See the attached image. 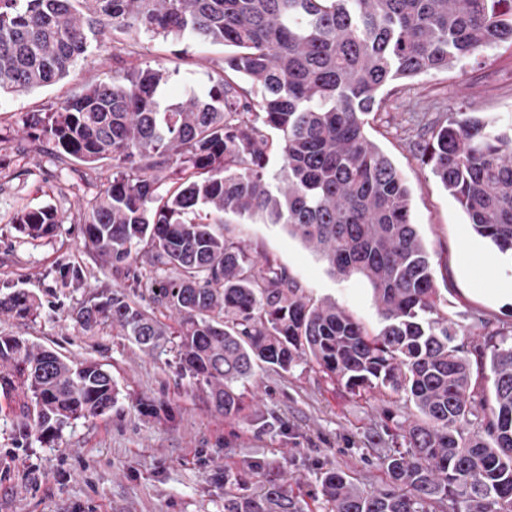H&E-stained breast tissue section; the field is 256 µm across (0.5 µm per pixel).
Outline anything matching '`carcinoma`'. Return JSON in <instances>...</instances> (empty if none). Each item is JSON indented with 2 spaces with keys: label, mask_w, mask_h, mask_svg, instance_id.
Instances as JSON below:
<instances>
[{
  "label": "carcinoma",
  "mask_w": 512,
  "mask_h": 512,
  "mask_svg": "<svg viewBox=\"0 0 512 512\" xmlns=\"http://www.w3.org/2000/svg\"><path fill=\"white\" fill-rule=\"evenodd\" d=\"M231 48L204 92L165 104L162 67L115 69L22 129L74 163L112 169L84 208L86 248L132 280L93 297L83 326L120 327L151 355L176 353L227 419L236 384L266 365L316 367L354 395H402L407 418L379 456L389 483L364 492L341 470L321 477L329 512H512V342L501 330L469 342L444 310L414 223L411 190L367 133L398 83L512 48V0H0V93L64 80L115 33ZM418 159L458 202L474 232L512 262V125L457 112L414 119ZM279 132L270 141L264 129ZM282 165L269 175L270 154ZM277 184H272V181ZM281 224L344 281L363 277L382 320L369 333L331 300L315 302L286 271L224 237L226 217ZM33 240L63 217L24 210ZM148 296L157 313L141 309ZM28 295L0 312L30 316ZM494 401H476L478 379ZM0 387L28 397L38 438L107 414L117 389L93 361H64L0 336ZM224 498V512H297L284 485Z\"/></svg>",
  "instance_id": "cac0c4a2"
}]
</instances>
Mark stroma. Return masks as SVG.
I'll return each mask as SVG.
<instances>
[{
    "instance_id": "1",
    "label": "stroma",
    "mask_w": 512,
    "mask_h": 512,
    "mask_svg": "<svg viewBox=\"0 0 512 512\" xmlns=\"http://www.w3.org/2000/svg\"><path fill=\"white\" fill-rule=\"evenodd\" d=\"M128 67L161 64L170 74L171 102L209 85L222 65L220 44L139 34ZM104 47L56 85L0 95V294L25 291L34 315L0 313V336L54 349L72 362L91 360L111 373L118 400L104 416L81 418L50 440L27 435L23 394L0 389V512H224L225 477L250 490L284 482L298 512H327L320 476L338 469L370 492L388 476L378 463L388 437L414 406L390 397L354 396L323 373L300 365L290 372L257 369L242 388L236 419L214 410L173 355L155 360L119 328L86 329L74 318L88 299L127 287L87 249L80 209L99 190V172L72 170L21 129L29 112L56 107L76 86L111 71ZM367 131L412 191L414 221L431 257L434 284L448 311L478 340L483 326L512 330V264L476 235L466 214L421 164L411 116L465 109L512 122V49L498 47L456 69L419 76L385 102ZM51 206L65 221L47 237L19 232L14 216ZM226 236L285 268L314 299H331L369 332L381 318L367 284L330 275L318 255L279 224L231 218ZM80 282H72L71 270Z\"/></svg>"
}]
</instances>
